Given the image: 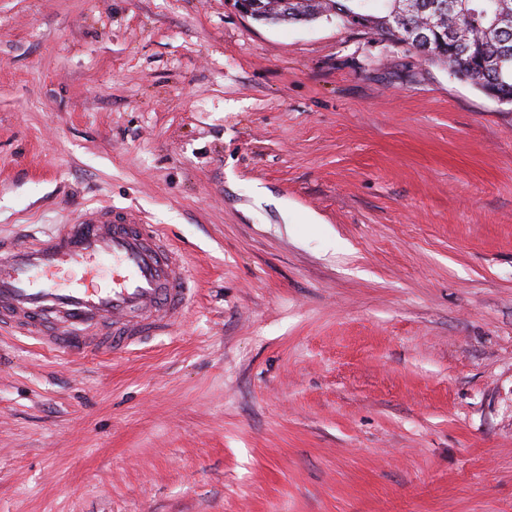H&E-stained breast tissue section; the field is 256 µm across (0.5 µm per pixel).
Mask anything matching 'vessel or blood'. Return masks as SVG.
<instances>
[{"mask_svg":"<svg viewBox=\"0 0 512 512\" xmlns=\"http://www.w3.org/2000/svg\"><path fill=\"white\" fill-rule=\"evenodd\" d=\"M108 268L106 283L56 282L63 268ZM194 284L162 230L107 207L23 245L0 238V326L55 350L117 353L176 323Z\"/></svg>","mask_w":512,"mask_h":512,"instance_id":"obj_1","label":"vessel or blood"}]
</instances>
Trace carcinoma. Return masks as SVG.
<instances>
[{"label": "carcinoma", "mask_w": 512, "mask_h": 512, "mask_svg": "<svg viewBox=\"0 0 512 512\" xmlns=\"http://www.w3.org/2000/svg\"><path fill=\"white\" fill-rule=\"evenodd\" d=\"M373 0H364L370 12L368 28L386 38L400 26L427 32L429 47L412 46L428 61L448 65L458 76L471 81L493 99H512V24L490 25L496 12H512V0H467L465 14L436 13L443 0H387L383 12L372 13ZM271 12L286 22H301L323 12L341 14L353 0H292L282 14L279 0H264Z\"/></svg>", "instance_id": "cac0c4a2"}]
</instances>
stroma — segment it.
Listing matches in <instances>:
<instances>
[{
    "instance_id": "obj_1",
    "label": "stroma",
    "mask_w": 512,
    "mask_h": 512,
    "mask_svg": "<svg viewBox=\"0 0 512 512\" xmlns=\"http://www.w3.org/2000/svg\"><path fill=\"white\" fill-rule=\"evenodd\" d=\"M104 205L196 289L0 330V512H512V105L334 18L0 0V236Z\"/></svg>"
}]
</instances>
